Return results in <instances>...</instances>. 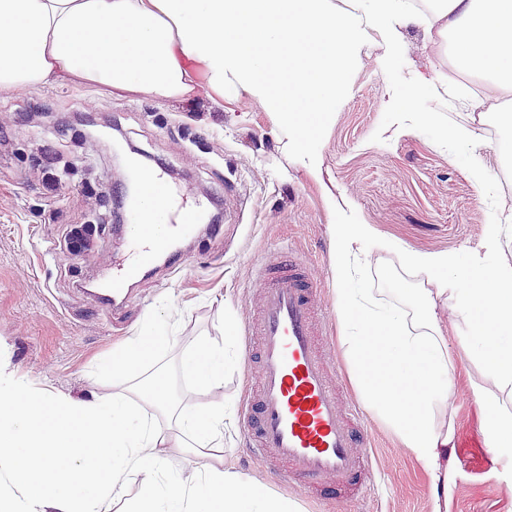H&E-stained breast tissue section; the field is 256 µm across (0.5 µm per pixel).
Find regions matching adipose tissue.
Returning a JSON list of instances; mask_svg holds the SVG:
<instances>
[{"instance_id":"obj_1","label":"adipose tissue","mask_w":512,"mask_h":512,"mask_svg":"<svg viewBox=\"0 0 512 512\" xmlns=\"http://www.w3.org/2000/svg\"><path fill=\"white\" fill-rule=\"evenodd\" d=\"M406 14L404 0H0V90L70 77L160 101L191 99L201 81L219 97L225 87L239 88L276 112L289 152L316 178L320 132L352 65L371 33L392 51ZM431 21L438 39L449 41L455 67L482 80L488 100L512 91V0H438ZM448 93L439 78L420 81L410 94L392 88L388 129L399 132L409 115L415 127L436 130L488 199L497 185L474 125L445 124L418 107ZM503 227L490 211L476 247L437 252L404 249L353 211L332 227L349 379L437 486L448 483L446 456L456 441L454 428L436 422L455 388L449 332H466V355L488 380L470 386L483 447L494 454L512 448V262L500 256ZM390 253L426 277L403 308L379 304L363 286L364 261ZM445 301L454 314L448 322L438 314ZM238 342L229 318L222 339L182 347L168 322L148 319L99 366L113 383L129 384L128 393L90 401L34 393L0 362V476L23 494L0 497V512H112L133 480L141 489L130 512H296L264 481L241 479L226 466L231 405L177 402L155 369L165 350L180 347L183 378L209 392L241 364ZM147 366L152 374L140 378ZM160 414L174 435H163ZM172 448L188 450L190 477L168 472Z\"/></svg>"}]
</instances>
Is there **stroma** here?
Segmentation results:
<instances>
[{"instance_id": "stroma-1", "label": "stroma", "mask_w": 512, "mask_h": 512, "mask_svg": "<svg viewBox=\"0 0 512 512\" xmlns=\"http://www.w3.org/2000/svg\"><path fill=\"white\" fill-rule=\"evenodd\" d=\"M396 42L398 63L376 44L366 45L353 67L331 125L321 133L322 180L310 177L288 154L277 116L262 101L233 88L223 106L207 93L184 102L91 88L69 79L37 90L0 91V358L34 391L84 401L112 392L94 366L136 335L142 323L172 313L184 343L224 334V317L239 327L252 320V273L268 251L294 249L318 282L319 303L338 334L336 280L326 203L335 195L382 236L405 248L457 251L476 246L487 218L470 171L429 131L406 130L389 141L377 132L388 118V87L412 91L416 81L445 74L463 81L444 48L430 42L424 25L405 21ZM129 143L173 172L190 197L214 201L224 219L205 234L176 243L183 265L167 263L147 275L121 311L85 291L105 281L116 239L112 203L121 189L114 178L113 144ZM86 224L91 246L70 254L65 236ZM368 285L384 305L403 304L422 274L394 255L375 258ZM457 371L470 374L438 415L453 426L458 445L448 452L452 483L448 512H512V461L486 467L471 383L485 384L461 338L449 335ZM160 364L184 403L226 400L241 409L248 369H231L222 388L201 396L182 377L174 354ZM376 481L371 497L316 500L255 465L244 431L224 439L232 469L259 478L293 501L298 512H430L432 486L422 465L374 417H367Z\"/></svg>"}]
</instances>
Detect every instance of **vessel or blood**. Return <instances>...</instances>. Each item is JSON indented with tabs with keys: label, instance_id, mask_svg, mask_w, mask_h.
<instances>
[{
	"label": "vessel or blood",
	"instance_id": "1",
	"mask_svg": "<svg viewBox=\"0 0 512 512\" xmlns=\"http://www.w3.org/2000/svg\"><path fill=\"white\" fill-rule=\"evenodd\" d=\"M134 176L139 191L126 226L130 254L105 283L116 298L202 217L200 205L177 196L162 170L138 169ZM254 288L256 327L243 354L258 387L241 411L250 457L314 497L344 491L366 499L372 483L365 425L340 402L316 282L297 252L277 251L257 269Z\"/></svg>",
	"mask_w": 512,
	"mask_h": 512
}]
</instances>
